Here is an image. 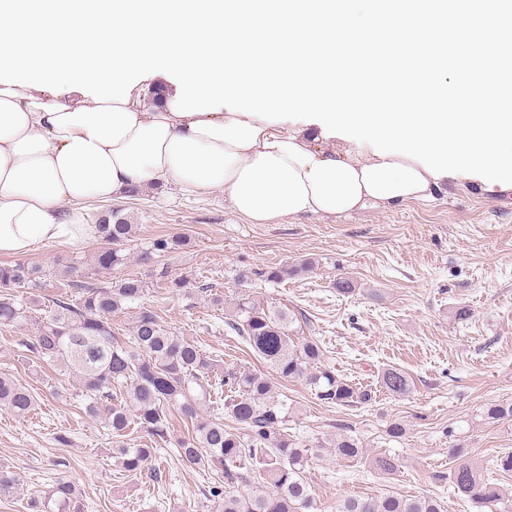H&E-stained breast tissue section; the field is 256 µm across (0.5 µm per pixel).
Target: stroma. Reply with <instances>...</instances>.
Segmentation results:
<instances>
[{
  "label": "stroma",
  "mask_w": 512,
  "mask_h": 512,
  "mask_svg": "<svg viewBox=\"0 0 512 512\" xmlns=\"http://www.w3.org/2000/svg\"><path fill=\"white\" fill-rule=\"evenodd\" d=\"M115 208L131 215L136 233L127 263L113 280L133 275L148 286L144 300L180 336L201 342L223 366L266 377L298 406L290 426L311 440L347 433L360 439L366 458L339 461L323 450L305 472L316 512H336L343 499L396 493L441 497L445 512H471L448 492V451L488 460L512 452V421L485 420L486 406L512 402V190L476 177L442 180L427 201H408L342 216H302L252 224L235 215L224 193L183 195L177 187L150 189L105 204L88 203L89 216ZM184 235L177 253L137 256L154 239ZM97 238L51 243L25 255L48 269L39 290L50 298L66 290L57 265L84 260ZM312 262L310 271L277 283L265 281L269 266ZM206 283L212 294H172L169 278ZM351 293L337 291L340 278ZM249 294L261 307L305 314L308 333L321 346L325 365L362 385L375 386L372 400L337 408L318 401L304 381H288L260 362L238 337L225 334L224 312ZM470 315L459 320L458 308ZM34 321L0 329V372L29 387L38 406L20 418L0 409V466L18 486L0 497V512H29L31 497L59 481L76 484L83 512H211L207 472L182 465L174 449L155 460L166 481L124 472L112 457V437L100 419L89 418L76 378L52 367L33 368L18 346L33 335ZM411 377L412 391L396 396L376 386L384 369ZM404 438L389 437L393 423ZM65 434L67 444L56 437ZM399 459L384 476L369 456Z\"/></svg>",
  "instance_id": "stroma-1"
}]
</instances>
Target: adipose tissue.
<instances>
[{
	"label": "adipose tissue",
	"mask_w": 512,
	"mask_h": 512,
	"mask_svg": "<svg viewBox=\"0 0 512 512\" xmlns=\"http://www.w3.org/2000/svg\"><path fill=\"white\" fill-rule=\"evenodd\" d=\"M147 97L141 84L125 103L0 84V255L78 238L87 201L132 189H217L267 224L425 199L436 184L419 162L366 143L357 158L304 127L225 110L180 117Z\"/></svg>",
	"instance_id": "adipose-tissue-1"
}]
</instances>
